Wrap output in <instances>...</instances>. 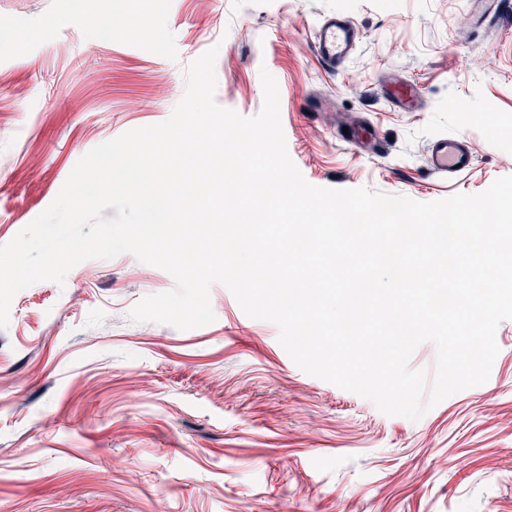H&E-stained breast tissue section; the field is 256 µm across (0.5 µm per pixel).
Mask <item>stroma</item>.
Returning a JSON list of instances; mask_svg holds the SVG:
<instances>
[{
    "label": "stroma",
    "instance_id": "obj_1",
    "mask_svg": "<svg viewBox=\"0 0 512 512\" xmlns=\"http://www.w3.org/2000/svg\"><path fill=\"white\" fill-rule=\"evenodd\" d=\"M0 0V245L56 198L77 161L165 121L185 67L217 48L216 102L240 115L276 79L290 158L313 185L427 202L512 175V0ZM348 17L338 68L316 26ZM403 78L420 109L389 105ZM367 125L379 149L343 137ZM439 137L472 165L431 175ZM124 253L17 293L0 330V512H512V320L488 381L413 421L302 371L278 327L213 285V323H134L175 288ZM316 35L318 57L335 67L352 53L357 41V30L352 22L336 15L323 18Z\"/></svg>",
    "mask_w": 512,
    "mask_h": 512
}]
</instances>
